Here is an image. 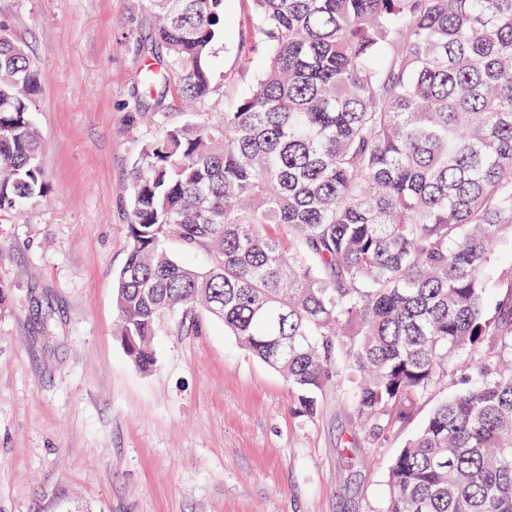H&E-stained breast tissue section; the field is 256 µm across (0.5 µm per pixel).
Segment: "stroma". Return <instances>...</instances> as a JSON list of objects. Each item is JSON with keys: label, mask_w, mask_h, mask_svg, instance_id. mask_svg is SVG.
Here are the masks:
<instances>
[{"label": "stroma", "mask_w": 512, "mask_h": 512, "mask_svg": "<svg viewBox=\"0 0 512 512\" xmlns=\"http://www.w3.org/2000/svg\"><path fill=\"white\" fill-rule=\"evenodd\" d=\"M249 13L224 0L217 90L192 109L167 97L171 123L220 117L251 87L267 48ZM0 27L41 75L50 186L0 212V512H384L392 459L445 391L371 434L333 391L296 413L286 378L203 312L161 323L149 372L116 333L131 168L153 133L130 122L146 0H0Z\"/></svg>", "instance_id": "1"}]
</instances>
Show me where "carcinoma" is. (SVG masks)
Segmentation results:
<instances>
[{
    "instance_id": "obj_1",
    "label": "carcinoma",
    "mask_w": 512,
    "mask_h": 512,
    "mask_svg": "<svg viewBox=\"0 0 512 512\" xmlns=\"http://www.w3.org/2000/svg\"><path fill=\"white\" fill-rule=\"evenodd\" d=\"M269 52L217 120L172 125L175 94L214 91L224 0H147L138 74L154 134L131 172L115 274L132 364L202 308L315 414L334 389L368 431L405 423L448 360L441 399L395 457L385 512H512V293L486 316L492 245L512 238V0H252ZM41 86L0 31V212L46 196ZM209 251V268L165 242Z\"/></svg>"
}]
</instances>
